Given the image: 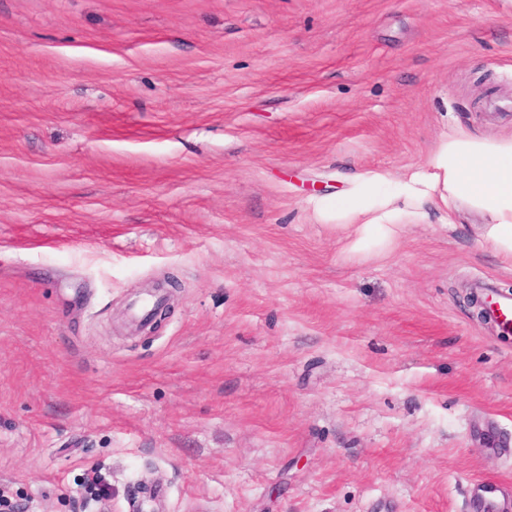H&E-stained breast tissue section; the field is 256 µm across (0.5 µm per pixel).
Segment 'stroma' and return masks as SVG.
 <instances>
[{
	"instance_id": "35a3bbf8",
	"label": "stroma",
	"mask_w": 512,
	"mask_h": 512,
	"mask_svg": "<svg viewBox=\"0 0 512 512\" xmlns=\"http://www.w3.org/2000/svg\"><path fill=\"white\" fill-rule=\"evenodd\" d=\"M512 136V0H0V489L23 512H473L512 490L483 219L320 221ZM170 312L130 322L147 285ZM495 484L475 482L471 487L472 506L481 512H504L509 509L510 503L507 495ZM501 493V497L497 493Z\"/></svg>"
}]
</instances>
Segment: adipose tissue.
Wrapping results in <instances>:
<instances>
[{"label": "adipose tissue", "instance_id": "obj_1", "mask_svg": "<svg viewBox=\"0 0 512 512\" xmlns=\"http://www.w3.org/2000/svg\"><path fill=\"white\" fill-rule=\"evenodd\" d=\"M479 213L480 241L512 263V138L489 140L458 130L443 137L420 170L403 178L355 176L336 203L337 227L357 252L381 253L405 229L424 223L427 205Z\"/></svg>", "mask_w": 512, "mask_h": 512}]
</instances>
